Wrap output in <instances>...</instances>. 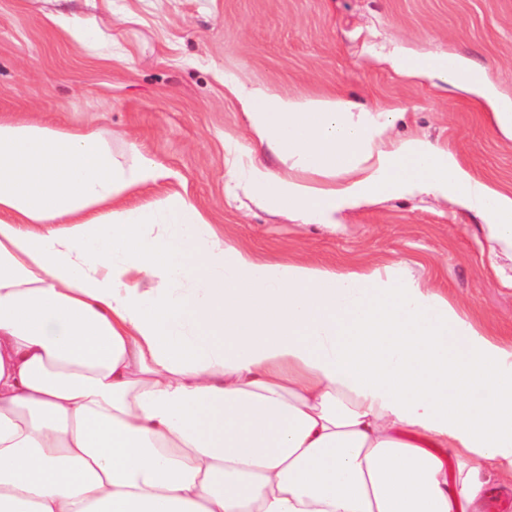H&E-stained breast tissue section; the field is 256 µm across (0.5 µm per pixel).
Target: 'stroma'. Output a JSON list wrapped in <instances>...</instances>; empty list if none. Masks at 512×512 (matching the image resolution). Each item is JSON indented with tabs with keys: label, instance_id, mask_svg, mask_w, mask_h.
Instances as JSON below:
<instances>
[{
	"label": "stroma",
	"instance_id": "stroma-1",
	"mask_svg": "<svg viewBox=\"0 0 512 512\" xmlns=\"http://www.w3.org/2000/svg\"><path fill=\"white\" fill-rule=\"evenodd\" d=\"M92 29L83 44L74 30ZM453 54L512 97V0H0V119L100 132L154 161L138 205L187 192L227 242L272 261L339 270L408 267L468 319L512 344V259L491 258L481 219L424 195H386L336 226L270 211L229 169L281 168L255 140L235 80L281 95H333L404 118L476 177L512 191V139L471 96L440 78L409 80L387 57Z\"/></svg>",
	"mask_w": 512,
	"mask_h": 512
}]
</instances>
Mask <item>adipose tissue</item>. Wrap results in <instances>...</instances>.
Masks as SVG:
<instances>
[{"instance_id":"1","label":"adipose tissue","mask_w":512,"mask_h":512,"mask_svg":"<svg viewBox=\"0 0 512 512\" xmlns=\"http://www.w3.org/2000/svg\"><path fill=\"white\" fill-rule=\"evenodd\" d=\"M480 101L459 57L391 56ZM283 162L246 182L305 224L381 195L453 199L512 253V191L399 118L231 85ZM100 133L0 120V512H484L512 485V346L406 267L336 272L229 244Z\"/></svg>"}]
</instances>
